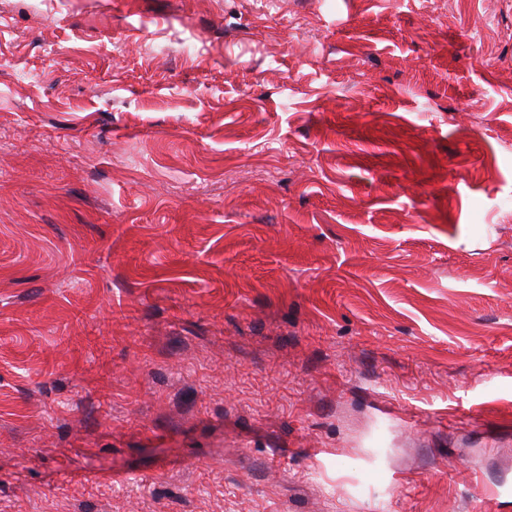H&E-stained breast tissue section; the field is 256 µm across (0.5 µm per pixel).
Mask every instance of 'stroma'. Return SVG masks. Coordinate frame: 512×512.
<instances>
[{
  "mask_svg": "<svg viewBox=\"0 0 512 512\" xmlns=\"http://www.w3.org/2000/svg\"><path fill=\"white\" fill-rule=\"evenodd\" d=\"M0 512H512V0H0Z\"/></svg>",
  "mask_w": 512,
  "mask_h": 512,
  "instance_id": "35a3bbf8",
  "label": "stroma"
}]
</instances>
